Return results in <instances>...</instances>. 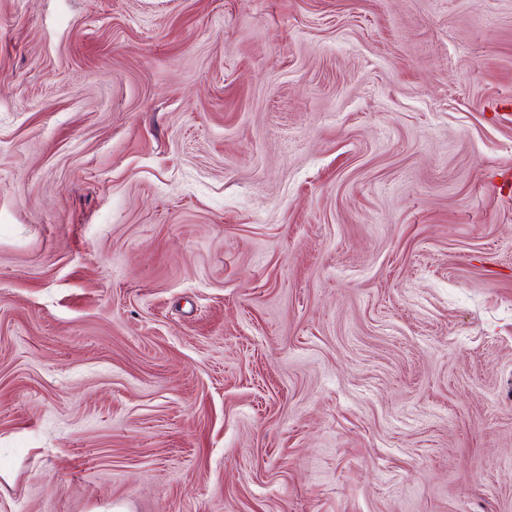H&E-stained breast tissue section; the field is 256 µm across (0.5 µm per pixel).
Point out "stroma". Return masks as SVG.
I'll list each match as a JSON object with an SVG mask.
<instances>
[{
  "label": "stroma",
  "mask_w": 512,
  "mask_h": 512,
  "mask_svg": "<svg viewBox=\"0 0 512 512\" xmlns=\"http://www.w3.org/2000/svg\"><path fill=\"white\" fill-rule=\"evenodd\" d=\"M512 0H0V512H512Z\"/></svg>",
  "instance_id": "35a3bbf8"
}]
</instances>
